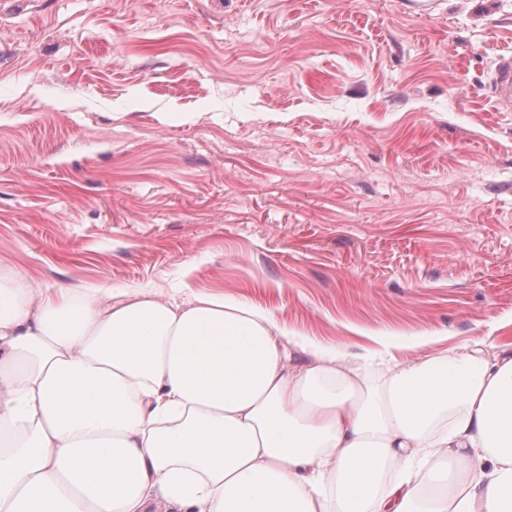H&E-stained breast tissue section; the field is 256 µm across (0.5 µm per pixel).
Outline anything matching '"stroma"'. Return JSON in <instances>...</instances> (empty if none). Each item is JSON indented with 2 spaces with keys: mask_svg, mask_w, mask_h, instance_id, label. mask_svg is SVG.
Returning a JSON list of instances; mask_svg holds the SVG:
<instances>
[{
  "mask_svg": "<svg viewBox=\"0 0 512 512\" xmlns=\"http://www.w3.org/2000/svg\"><path fill=\"white\" fill-rule=\"evenodd\" d=\"M505 57L512 0H0V268L512 341ZM496 88L502 103L510 104L512 100V59L504 58L496 72Z\"/></svg>",
  "mask_w": 512,
  "mask_h": 512,
  "instance_id": "35a3bbf8",
  "label": "stroma"
}]
</instances>
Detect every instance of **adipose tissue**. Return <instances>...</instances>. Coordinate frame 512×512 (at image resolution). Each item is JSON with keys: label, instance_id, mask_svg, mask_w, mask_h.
Listing matches in <instances>:
<instances>
[{"label": "adipose tissue", "instance_id": "1", "mask_svg": "<svg viewBox=\"0 0 512 512\" xmlns=\"http://www.w3.org/2000/svg\"><path fill=\"white\" fill-rule=\"evenodd\" d=\"M425 345L1 269L0 512H512V345Z\"/></svg>", "mask_w": 512, "mask_h": 512}]
</instances>
